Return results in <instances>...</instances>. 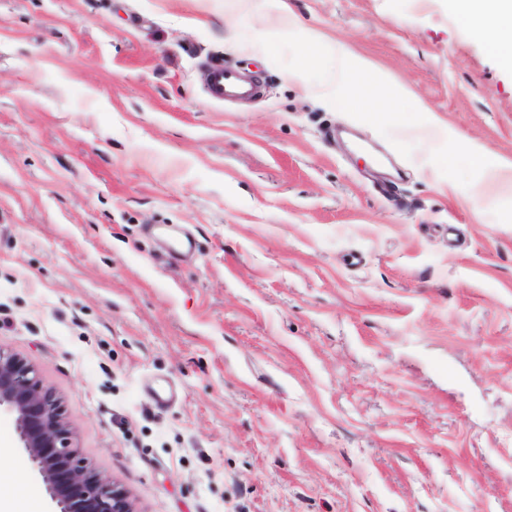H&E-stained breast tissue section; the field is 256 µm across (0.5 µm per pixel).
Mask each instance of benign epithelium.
<instances>
[{"instance_id": "obj_1", "label": "benign epithelium", "mask_w": 512, "mask_h": 512, "mask_svg": "<svg viewBox=\"0 0 512 512\" xmlns=\"http://www.w3.org/2000/svg\"><path fill=\"white\" fill-rule=\"evenodd\" d=\"M15 418L20 447L46 485L53 512H133L126 492L75 445L62 400L38 369L0 345V411Z\"/></svg>"}]
</instances>
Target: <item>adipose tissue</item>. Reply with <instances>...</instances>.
Here are the masks:
<instances>
[{"instance_id": "adipose-tissue-1", "label": "adipose tissue", "mask_w": 512, "mask_h": 512, "mask_svg": "<svg viewBox=\"0 0 512 512\" xmlns=\"http://www.w3.org/2000/svg\"><path fill=\"white\" fill-rule=\"evenodd\" d=\"M459 15L468 21L476 20L488 31L492 48L503 62L512 66V0H455ZM328 53L332 64L325 69L319 81L312 84V91L339 94L354 79H362L367 98L380 104L387 87H394L397 94H404L403 86L394 85L389 75L366 58H355L353 49L346 42H328L318 31L307 32L300 50V63L294 75L307 79L308 70L321 53Z\"/></svg>"}]
</instances>
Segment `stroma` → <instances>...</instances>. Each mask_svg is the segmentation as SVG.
I'll use <instances>...</instances> for the list:
<instances>
[{
	"label": "stroma",
	"mask_w": 512,
	"mask_h": 512,
	"mask_svg": "<svg viewBox=\"0 0 512 512\" xmlns=\"http://www.w3.org/2000/svg\"><path fill=\"white\" fill-rule=\"evenodd\" d=\"M288 6L0 0V343L134 512H512V183L448 145L512 159V68L448 0ZM308 28L415 100L310 95ZM209 93L215 100L250 97L256 94L257 86L244 80L237 72L222 63H213L209 73Z\"/></svg>",
	"instance_id": "stroma-1"
}]
</instances>
